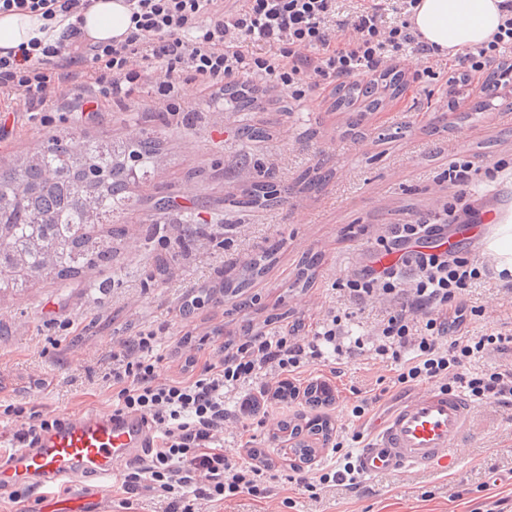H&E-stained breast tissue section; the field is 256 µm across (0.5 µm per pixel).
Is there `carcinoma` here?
I'll return each instance as SVG.
<instances>
[{
    "instance_id": "cac0c4a2",
    "label": "carcinoma",
    "mask_w": 512,
    "mask_h": 512,
    "mask_svg": "<svg viewBox=\"0 0 512 512\" xmlns=\"http://www.w3.org/2000/svg\"><path fill=\"white\" fill-rule=\"evenodd\" d=\"M399 92V81L360 83L333 92L332 107L351 112L353 99L365 109L379 110L385 97ZM227 102L239 112L254 99L227 90ZM240 134L250 141L270 138L264 126L246 124ZM162 143L143 130L135 138L78 140L52 134L34 153L0 166V291L27 288L39 280L75 278L84 270L108 263L112 241L124 229L114 218L129 203V189L161 162ZM332 172L318 167L299 177L303 189L317 191ZM280 184L265 172L233 207L262 209L280 198ZM278 245L251 258L245 271L224 277V287L243 295L249 283L265 273Z\"/></svg>"
}]
</instances>
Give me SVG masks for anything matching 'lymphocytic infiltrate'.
<instances>
[{"label":"lymphocytic infiltrate","instance_id":"lymphocytic-infiltrate-1","mask_svg":"<svg viewBox=\"0 0 512 512\" xmlns=\"http://www.w3.org/2000/svg\"><path fill=\"white\" fill-rule=\"evenodd\" d=\"M417 0H354L345 18L336 16V0H128L135 29L121 42H86L72 18L90 0H0V12H30L46 20L68 19L59 39L35 42L21 54L0 56V97L23 100L31 114L53 105L69 83L95 103L132 101L149 92V109L167 121H179L186 89L220 96L225 86L246 77L245 92H271L302 99L321 84L347 86L358 78H380L401 71L409 56L431 54L406 20ZM487 44L462 51L448 79L458 94L473 76L489 67L512 68V0ZM387 14L398 15L385 24ZM254 42L275 45L271 54L251 50ZM438 225L420 220L390 224L379 236L385 249L401 250V267L367 269L347 278L343 291L360 304L390 305L371 337L376 355L399 363L396 384L443 383L475 399L512 405V367L473 373L472 360L488 350H512V329L471 335L475 309L464 300L466 288L490 276L487 264L463 257L421 251L420 243L437 236ZM299 325L272 331L255 324L241 336L223 337L209 353L192 350V332L162 344L158 328L148 326L117 341L106 381L118 385L116 414H136L156 433L146 457L127 462L124 491L142 490L164 502L163 512H203L245 492L264 497L268 461L236 465L224 451V425L232 417L227 393L265 375V389L282 383L325 349L343 356L346 330L331 315L313 337L300 336ZM176 364V374L161 376L159 366ZM15 439L28 447L60 424L53 411L8 404Z\"/></svg>","mask_w":512,"mask_h":512}]
</instances>
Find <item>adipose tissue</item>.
Returning <instances> with one entry per match:
<instances>
[{
	"label": "adipose tissue",
	"mask_w": 512,
	"mask_h": 512,
	"mask_svg": "<svg viewBox=\"0 0 512 512\" xmlns=\"http://www.w3.org/2000/svg\"><path fill=\"white\" fill-rule=\"evenodd\" d=\"M500 0H418L409 16L421 41L440 54L455 55L463 49L491 40L501 22ZM79 26L89 42L125 38L132 30L125 0H93L82 12ZM63 24L46 27L33 13H0V55L31 40H54Z\"/></svg>",
	"instance_id": "1"
}]
</instances>
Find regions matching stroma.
Listing matches in <instances>:
<instances>
[{"label": "stroma", "instance_id": "stroma-1", "mask_svg": "<svg viewBox=\"0 0 512 512\" xmlns=\"http://www.w3.org/2000/svg\"><path fill=\"white\" fill-rule=\"evenodd\" d=\"M447 78L444 69L424 75L368 114L357 136L348 130L347 113L332 109L328 86L298 101L270 94L247 112H226L221 101L196 98L179 125L133 103L99 110L89 102V118L75 120L70 105L76 91L70 86L43 122L30 119L22 101H13L10 111L0 112V163L33 153L63 130L115 141L147 130L163 141L167 156L133 186L131 205L119 219L125 235L114 243L110 266L0 294V404L31 399L62 416L110 410L103 375L113 342L162 323L170 335H179L177 309L187 294L204 295L217 268L243 265L274 242L280 245L275 263L248 291L254 307L242 312L239 297L204 296L195 318L202 350L211 348L204 335L212 328L235 335L247 319L277 328L300 317L307 330L316 329L327 312L348 308L340 283L378 258L376 239L386 225L442 223L450 202L457 210L453 226L461 231L456 256L491 259L487 241L497 224L488 210L512 202V109L474 111L482 99L477 92L447 108ZM444 111L450 121L437 122ZM246 123L268 126L273 134L262 142L242 139L238 130ZM321 161L332 178L319 191L302 190L297 177ZM456 161L470 163V184L450 179L448 168ZM263 168L285 187L283 200L251 213L225 206V197L245 191ZM189 212L208 234L183 253L176 240ZM312 256L318 264L306 284L299 273ZM464 298L482 311L472 334L512 328V291L499 277L478 281ZM69 320L76 332L62 330ZM394 375L390 363L368 351L339 363L309 364L289 383L298 390L316 382L331 388L333 404L314 413L302 399L282 402L252 386L251 409L226 424L224 446L236 463L249 459L251 449L260 450L276 473L267 497L241 494L217 504L216 512H512V405L478 400L453 474L397 471L353 485L339 479L322 485L313 499L289 481L295 460L285 451L280 426L316 414L331 422L333 440L357 452L373 421L412 394L393 385ZM45 377L50 386L37 389L36 380ZM374 395L378 403L362 418L353 417V407ZM120 485V476H113L111 489L86 499V512H161L144 492L132 495L131 510H124Z\"/></svg>", "mask_w": 512, "mask_h": 512}]
</instances>
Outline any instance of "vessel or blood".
<instances>
[{
	"mask_svg": "<svg viewBox=\"0 0 512 512\" xmlns=\"http://www.w3.org/2000/svg\"><path fill=\"white\" fill-rule=\"evenodd\" d=\"M473 406L462 393L430 389L375 422L370 441L357 454L361 475L426 469L452 472L463 450ZM150 444L146 423L136 415L74 413L43 434L37 447L0 453V485L21 482L81 485L94 478L107 488L115 470Z\"/></svg>",
	"mask_w": 512,
	"mask_h": 512,
	"instance_id": "b4317fda",
	"label": "vessel or blood"
}]
</instances>
